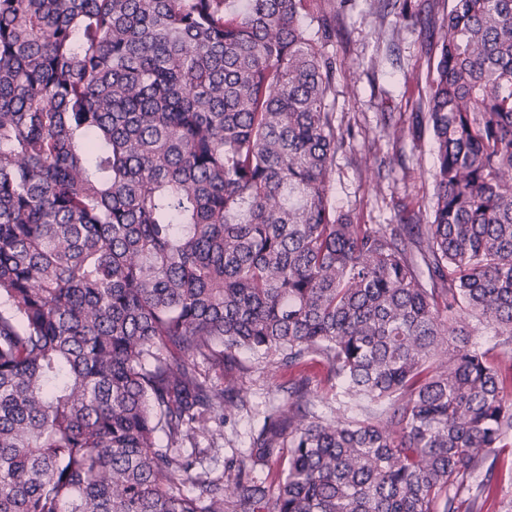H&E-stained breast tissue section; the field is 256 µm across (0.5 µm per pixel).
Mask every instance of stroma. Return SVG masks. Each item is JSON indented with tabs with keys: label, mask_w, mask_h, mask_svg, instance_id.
Wrapping results in <instances>:
<instances>
[{
	"label": "stroma",
	"mask_w": 512,
	"mask_h": 512,
	"mask_svg": "<svg viewBox=\"0 0 512 512\" xmlns=\"http://www.w3.org/2000/svg\"><path fill=\"white\" fill-rule=\"evenodd\" d=\"M408 13L380 8L377 0H340L336 37L329 44L343 68L336 76V126L345 137L335 158L332 202L355 224H394L408 215L429 214L433 194L431 131L419 119L418 103L428 90L429 49L443 15L444 0H407ZM401 128V137L387 132ZM238 366L210 371L218 387H242L252 402L250 412L231 411L220 434L198 430L183 453H195L197 467L211 475L224 462L247 449L251 433L263 423L266 403L286 402L288 386L309 378L319 396H327L321 381L323 366L268 369L250 355Z\"/></svg>",
	"instance_id": "stroma-1"
}]
</instances>
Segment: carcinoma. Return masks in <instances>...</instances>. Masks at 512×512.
<instances>
[{
  "mask_svg": "<svg viewBox=\"0 0 512 512\" xmlns=\"http://www.w3.org/2000/svg\"><path fill=\"white\" fill-rule=\"evenodd\" d=\"M335 36V0H0V512H485L512 448V0H448L424 224L331 201ZM243 352L319 360L336 408L299 379L210 480L177 448L247 406L199 369Z\"/></svg>",
  "mask_w": 512,
  "mask_h": 512,
  "instance_id": "1",
  "label": "carcinoma"
}]
</instances>
